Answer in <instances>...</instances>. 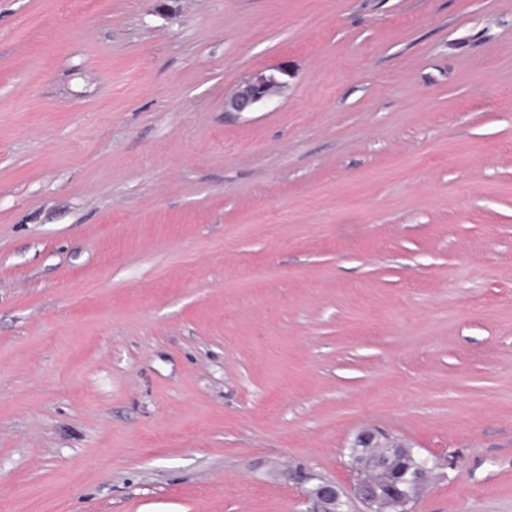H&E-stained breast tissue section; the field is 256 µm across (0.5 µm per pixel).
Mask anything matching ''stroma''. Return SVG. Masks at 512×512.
I'll use <instances>...</instances> for the list:
<instances>
[{
    "instance_id": "1",
    "label": "stroma",
    "mask_w": 512,
    "mask_h": 512,
    "mask_svg": "<svg viewBox=\"0 0 512 512\" xmlns=\"http://www.w3.org/2000/svg\"><path fill=\"white\" fill-rule=\"evenodd\" d=\"M366 428L512 512V0H0V512H310ZM283 83L273 74L258 72L243 80L225 103L228 112H249L265 103Z\"/></svg>"
}]
</instances>
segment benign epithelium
<instances>
[{
    "mask_svg": "<svg viewBox=\"0 0 512 512\" xmlns=\"http://www.w3.org/2000/svg\"><path fill=\"white\" fill-rule=\"evenodd\" d=\"M281 85L282 82L273 73H255L238 85L225 103L226 110L229 112H249L266 102ZM412 460L413 465L410 467L406 466L403 460H398V463L389 473L388 482L384 486L378 485L366 477L367 473L380 467L381 461L378 458L368 456L355 461H348L347 468L353 475L351 497L363 506L365 512H390L392 508L390 502L392 490L398 484L406 481L407 477L410 476L413 481L417 482L428 471L438 466L448 468L453 465L449 458L439 462L420 453L412 457ZM305 495L313 502V512H342L343 497L346 496V493L341 491L336 483L323 481L307 488Z\"/></svg>",
    "mask_w": 512,
    "mask_h": 512,
    "instance_id": "benign-epithelium-1",
    "label": "benign epithelium"
}]
</instances>
